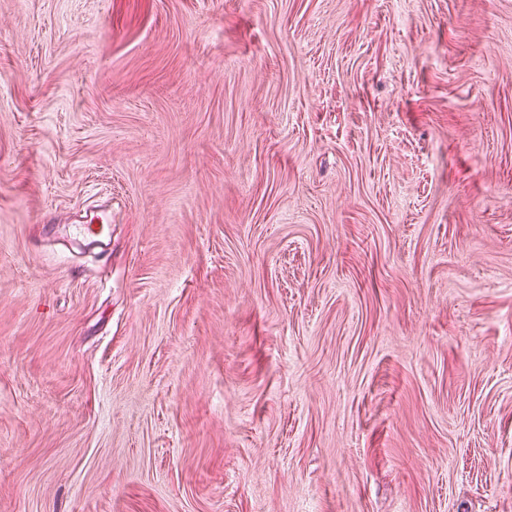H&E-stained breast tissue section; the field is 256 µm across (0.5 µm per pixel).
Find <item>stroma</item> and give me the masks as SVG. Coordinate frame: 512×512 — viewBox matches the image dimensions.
I'll return each mask as SVG.
<instances>
[{
  "instance_id": "35a3bbf8",
  "label": "stroma",
  "mask_w": 512,
  "mask_h": 512,
  "mask_svg": "<svg viewBox=\"0 0 512 512\" xmlns=\"http://www.w3.org/2000/svg\"><path fill=\"white\" fill-rule=\"evenodd\" d=\"M0 512H512V0H0Z\"/></svg>"
}]
</instances>
